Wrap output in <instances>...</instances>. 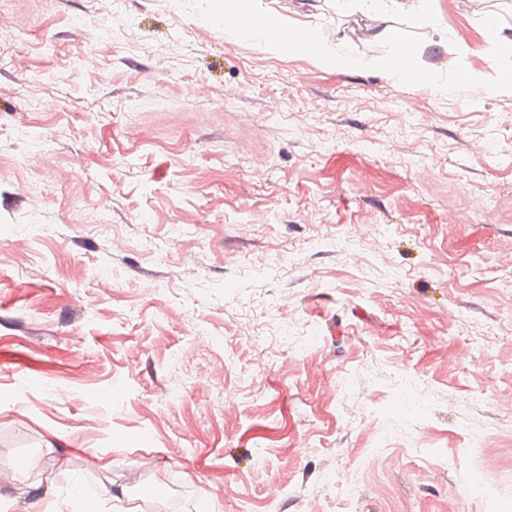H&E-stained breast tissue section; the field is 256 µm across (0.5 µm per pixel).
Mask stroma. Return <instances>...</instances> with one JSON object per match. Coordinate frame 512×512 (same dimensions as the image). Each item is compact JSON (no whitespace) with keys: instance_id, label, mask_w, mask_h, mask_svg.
Wrapping results in <instances>:
<instances>
[{"instance_id":"1","label":"stroma","mask_w":512,"mask_h":512,"mask_svg":"<svg viewBox=\"0 0 512 512\" xmlns=\"http://www.w3.org/2000/svg\"><path fill=\"white\" fill-rule=\"evenodd\" d=\"M214 8L0 0V512H512V0L313 17L455 94ZM263 0H225L220 12L213 20L224 26V32L233 33L240 40L264 37L275 49L287 54H309L320 59L329 69L382 67L391 77L402 80L427 82L442 92L447 87L436 85L431 73L410 70L404 66L405 61L412 60L419 51L414 45L401 42L396 45L394 55L386 62L375 63L365 57L341 53L330 48L317 34V29L310 21L291 19L288 22L269 9L262 6ZM337 2H345L339 6L346 10L360 11L367 17L368 23L364 25L362 34L369 40H378L388 35L389 26L386 24V14L373 12L369 8H365L364 4L368 0H336ZM391 16L405 18L408 22L416 25L427 24L430 20V13L425 5L431 0H388Z\"/></svg>"}]
</instances>
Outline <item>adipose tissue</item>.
<instances>
[{"mask_svg": "<svg viewBox=\"0 0 512 512\" xmlns=\"http://www.w3.org/2000/svg\"><path fill=\"white\" fill-rule=\"evenodd\" d=\"M319 2L320 0H297L295 18L286 21L278 13L264 8L262 0H224L215 20L238 39L262 37L279 52L313 55L330 69L372 67V60L334 50L318 36L310 19ZM427 2L428 0H389L388 13L368 14L364 36L371 40L386 37L389 30L387 17L391 14L419 26L427 24L430 20Z\"/></svg>", "mask_w": 512, "mask_h": 512, "instance_id": "adipose-tissue-1", "label": "adipose tissue"}]
</instances>
